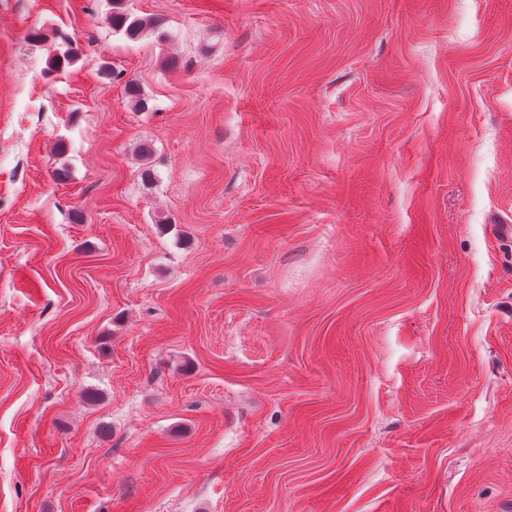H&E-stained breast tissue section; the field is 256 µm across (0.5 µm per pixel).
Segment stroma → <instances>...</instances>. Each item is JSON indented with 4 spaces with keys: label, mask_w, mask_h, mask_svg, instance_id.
Instances as JSON below:
<instances>
[{
    "label": "stroma",
    "mask_w": 512,
    "mask_h": 512,
    "mask_svg": "<svg viewBox=\"0 0 512 512\" xmlns=\"http://www.w3.org/2000/svg\"><path fill=\"white\" fill-rule=\"evenodd\" d=\"M111 6L0 0V512H512V0ZM112 29L124 33L129 39L139 38L147 28L154 29L153 23L138 17H132L122 6V0L112 1V13L109 15Z\"/></svg>",
    "instance_id": "stroma-1"
}]
</instances>
